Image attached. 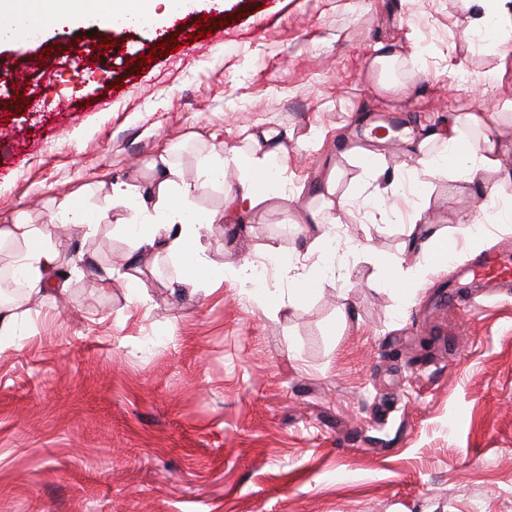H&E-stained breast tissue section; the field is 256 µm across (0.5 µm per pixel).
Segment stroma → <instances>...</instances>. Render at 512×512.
Returning <instances> with one entry per match:
<instances>
[{
    "mask_svg": "<svg viewBox=\"0 0 512 512\" xmlns=\"http://www.w3.org/2000/svg\"><path fill=\"white\" fill-rule=\"evenodd\" d=\"M466 15L464 0H224L206 38L192 12L104 57L93 47L111 33L92 23L0 46V72L27 68L34 89L19 109L0 79V225L48 223L79 191L105 216L94 235L53 237L62 287L22 304L0 348V512H512V295L449 308V286L467 284L461 248L407 295L377 284V256L412 249L409 207L447 235L472 211L486 250L512 238L481 209L512 207V181L408 177L434 123L512 100V39L463 37ZM378 42L411 59L398 96L367 74ZM457 66L469 79L448 76ZM391 121L401 133L372 144ZM270 127L288 133L293 201L212 225L208 254L301 258L296 225L332 175L351 201L335 278L277 312L229 271L172 290L181 267L166 257L127 287L113 186L148 183L167 150L195 179L211 146L243 151L244 130ZM371 146L403 176L380 224Z\"/></svg>",
    "mask_w": 512,
    "mask_h": 512,
    "instance_id": "obj_1",
    "label": "stroma"
}]
</instances>
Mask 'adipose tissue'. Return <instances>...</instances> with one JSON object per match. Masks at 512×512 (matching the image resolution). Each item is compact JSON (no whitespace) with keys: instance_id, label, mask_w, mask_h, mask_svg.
<instances>
[{"instance_id":"obj_1","label":"adipose tissue","mask_w":512,"mask_h":512,"mask_svg":"<svg viewBox=\"0 0 512 512\" xmlns=\"http://www.w3.org/2000/svg\"><path fill=\"white\" fill-rule=\"evenodd\" d=\"M471 9L466 19L465 34L485 26L501 35H512V0H467ZM21 0H0V43L23 45L31 43L47 28H76L91 22L102 28L140 30L161 27L174 18L197 9V0H34L38 25L29 24L20 13ZM485 112L466 113L467 123L488 128L490 136L482 144L463 143L456 121H449L444 132L428 134L420 143V171L424 174L444 173L458 180L473 181L482 171H501L498 142L512 138V128L489 125ZM285 132L275 128L248 134L253 152L233 159L221 157L218 149L202 156L200 166L204 183L223 181L227 166H235L239 179L226 195L225 210L234 215L253 209L272 196L271 160L285 149ZM161 173L147 190L137 186H118L112 190V204L125 210L127 217L117 223L123 232L129 263L126 279L136 284L142 267L155 265L160 257L178 260L183 267L181 283L195 288L211 282L215 268L209 259L203 237L209 226L217 223L218 214L194 210L193 199L201 184L188 181L179 167L168 158H161ZM333 210L329 220L310 212L308 226L302 228L306 254L317 256L313 267H300L288 260L280 265L287 273L292 287L287 300L265 295L261 302L269 308L282 303L299 304L307 301L319 282V272H334L336 250L328 225L338 224L339 213L348 208L346 199L325 200ZM16 245L14 264L25 272V294L34 296L48 289L54 277L57 253L49 248L41 229L18 222L0 226V243Z\"/></svg>"}]
</instances>
